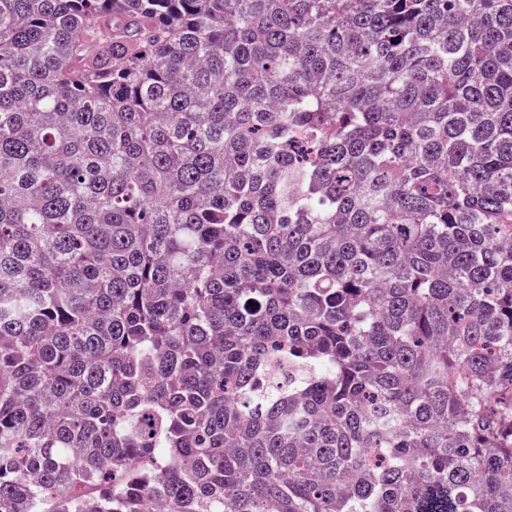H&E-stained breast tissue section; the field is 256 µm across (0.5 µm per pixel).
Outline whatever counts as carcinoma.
Segmentation results:
<instances>
[{
  "mask_svg": "<svg viewBox=\"0 0 512 512\" xmlns=\"http://www.w3.org/2000/svg\"><path fill=\"white\" fill-rule=\"evenodd\" d=\"M512 512V0H0V512Z\"/></svg>",
  "mask_w": 512,
  "mask_h": 512,
  "instance_id": "obj_1",
  "label": "carcinoma"
}]
</instances>
